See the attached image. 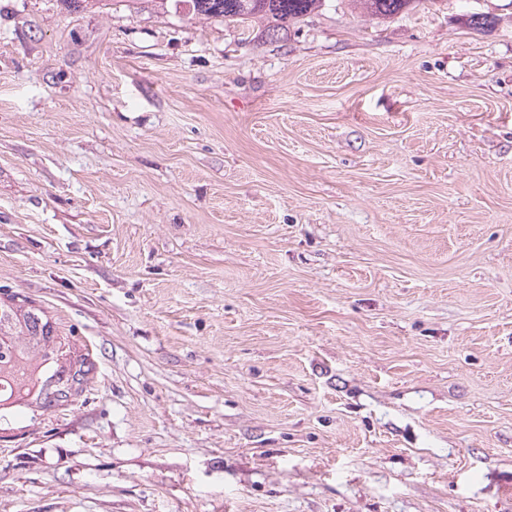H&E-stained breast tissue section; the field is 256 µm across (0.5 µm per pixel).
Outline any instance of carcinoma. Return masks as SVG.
Wrapping results in <instances>:
<instances>
[{"instance_id":"1","label":"carcinoma","mask_w":512,"mask_h":512,"mask_svg":"<svg viewBox=\"0 0 512 512\" xmlns=\"http://www.w3.org/2000/svg\"><path fill=\"white\" fill-rule=\"evenodd\" d=\"M192 15L220 19L226 24L266 23L265 34L276 39L326 0H189ZM364 13L388 19L426 0H349ZM86 358L70 339L55 329L45 312L17 300L0 299V412L16 403L55 407L78 395ZM66 376V387L56 394L45 388L48 376Z\"/></svg>"}]
</instances>
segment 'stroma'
<instances>
[{"instance_id":"stroma-1","label":"stroma","mask_w":512,"mask_h":512,"mask_svg":"<svg viewBox=\"0 0 512 512\" xmlns=\"http://www.w3.org/2000/svg\"><path fill=\"white\" fill-rule=\"evenodd\" d=\"M1 294L90 371L0 512H512V0H0ZM192 15L224 20L225 24L266 22L265 34L276 39L288 27L319 10L326 0H189ZM354 8H360L364 13L379 19H388L410 7L434 1L426 0H348Z\"/></svg>"}]
</instances>
